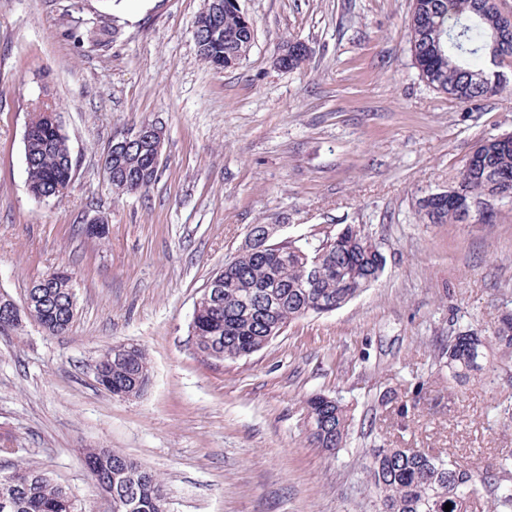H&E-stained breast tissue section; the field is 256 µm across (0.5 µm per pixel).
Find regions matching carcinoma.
<instances>
[{"label": "carcinoma", "mask_w": 512, "mask_h": 512, "mask_svg": "<svg viewBox=\"0 0 512 512\" xmlns=\"http://www.w3.org/2000/svg\"><path fill=\"white\" fill-rule=\"evenodd\" d=\"M242 10L224 0V26L196 37L202 60L238 63L253 40L241 20ZM407 29L414 64L434 90L460 103L476 106L508 82L500 67L512 64V12L501 0H412ZM307 48L282 59L292 70L306 61ZM478 159H468L444 194L422 199L419 214L426 224L462 222L471 200L489 182L512 178V136L489 137L477 146ZM113 175L119 179L155 182L151 145L107 148ZM27 181L37 199L60 198V188L75 174L67 136L58 121L39 112L24 143ZM386 259L368 234L350 225L312 250L293 243L268 242L242 251L217 272L224 288L217 299L201 297L194 316L198 352L210 359L233 360L264 348L295 319L339 309L359 296L380 276ZM47 288L31 291L29 317L50 335L66 332L76 313L72 273L57 276ZM274 300L275 315L262 302ZM102 350L96 366L108 377L105 390L140 396L150 381L143 348L133 345L124 357ZM439 370L464 382L481 374L493 385L512 387V312L498 320L491 333L477 327L458 331L437 355ZM311 419L308 442L330 456L346 448L353 417L338 399L315 396L307 401ZM369 483L380 512H512V451L483 472L459 463L433 448L369 449ZM85 465L95 484L112 498V512H166V486L123 453L106 448L84 449ZM12 481H0V501H14L11 512H78L72 493L32 466L13 467Z\"/></svg>", "instance_id": "obj_1"}]
</instances>
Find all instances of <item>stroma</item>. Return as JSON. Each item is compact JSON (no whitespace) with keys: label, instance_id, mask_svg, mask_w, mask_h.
Returning a JSON list of instances; mask_svg holds the SVG:
<instances>
[{"label":"stroma","instance_id":"35a3bbf8","mask_svg":"<svg viewBox=\"0 0 512 512\" xmlns=\"http://www.w3.org/2000/svg\"><path fill=\"white\" fill-rule=\"evenodd\" d=\"M411 4L240 0L254 41L218 71L193 36L206 0H0V290L24 301L65 267L77 294L65 334L30 319L0 334V436L12 448L0 470L35 466L84 512H109L83 451L112 448L160 475L168 512H378L369 448H434L464 463L512 450V420L495 412L512 397L478 380L450 387L436 365L448 336L492 329L512 310V201L492 224L418 216L476 144L512 133V68L473 111L429 89L412 62ZM296 41L309 58L279 68L280 47ZM42 100L76 163L59 200L27 187L24 133ZM145 120L165 131L158 177L117 194L103 153ZM95 217L104 239L85 233ZM257 224L312 247L364 228L384 270L251 355L202 357L196 305ZM113 343L146 350L140 397L98 384L96 361ZM418 383V412L400 417ZM315 394L352 409L338 457L307 441Z\"/></svg>","mask_w":512,"mask_h":512}]
</instances>
